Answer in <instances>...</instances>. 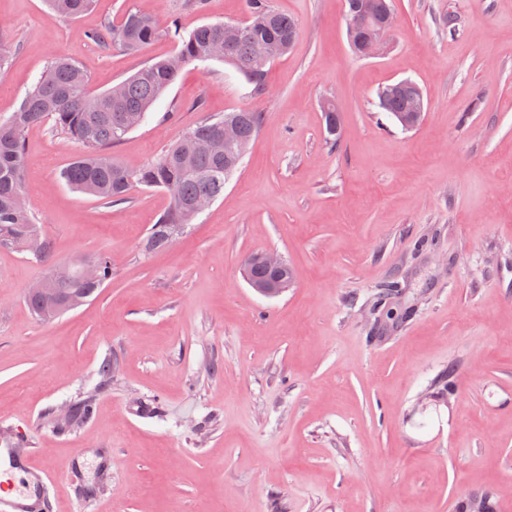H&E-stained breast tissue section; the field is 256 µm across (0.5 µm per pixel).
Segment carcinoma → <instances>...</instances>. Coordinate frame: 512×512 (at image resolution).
Listing matches in <instances>:
<instances>
[{
    "label": "carcinoma",
    "instance_id": "carcinoma-1",
    "mask_svg": "<svg viewBox=\"0 0 512 512\" xmlns=\"http://www.w3.org/2000/svg\"><path fill=\"white\" fill-rule=\"evenodd\" d=\"M95 2L46 0L52 11L71 18L92 10ZM245 7L247 18L229 36L224 34L222 21L191 31L174 23L161 30L148 13L137 9L125 12L117 23L106 24L92 38L134 54L151 41L166 37L175 43L176 50L170 57L144 64L104 91L92 89L87 73L75 61L64 56L52 60L22 97L17 110L0 121V244L23 249L29 239L37 237L42 242L38 258L51 260L50 241L41 234L30 208L19 202L23 195L24 134L46 119L81 146L82 152L62 172L71 189L106 202L126 199L134 186L162 189L170 194V207L151 225L145 239L144 247L149 252L166 247L171 225L184 227L194 222L198 217L194 205L198 201L218 199L241 160L233 149L226 148L216 155L205 151L203 144L224 129L226 122L235 124L245 141H252L261 124L258 112L239 110L207 116L147 163L131 165L117 161L109 149L148 120L155 101L190 63L224 62L252 87V93L264 91L268 68L291 49L298 37V23L277 10L272 0H245ZM374 26L373 16L365 15L356 29L347 32L353 52H358L357 43ZM422 96L421 88L410 79L399 81L393 93L387 85L378 92L381 109L400 124ZM323 110L326 133L334 143L340 136V116L331 102ZM94 260L99 266L98 281L86 283L74 273L54 266L47 275L49 287L64 297L76 294L81 302H86L112 279L110 257L98 254ZM92 411L90 397L78 399L69 406L67 423L79 424Z\"/></svg>",
    "mask_w": 512,
    "mask_h": 512
}]
</instances>
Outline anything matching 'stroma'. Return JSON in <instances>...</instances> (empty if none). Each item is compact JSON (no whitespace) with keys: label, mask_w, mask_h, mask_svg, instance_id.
Instances as JSON below:
<instances>
[{"label":"stroma","mask_w":512,"mask_h":512,"mask_svg":"<svg viewBox=\"0 0 512 512\" xmlns=\"http://www.w3.org/2000/svg\"><path fill=\"white\" fill-rule=\"evenodd\" d=\"M273 4L300 31L261 94L224 63L189 64L111 148L142 163L205 115L262 114L223 198L169 248L143 250L166 192H76L60 173L79 145L48 121L26 132L25 192L55 262L106 253L112 278L43 320L26 294L46 264L0 245V438L54 462L46 512H512V0H394L372 58L349 47L344 0ZM129 9L186 30L246 18L244 0H98L75 19L0 0V121L55 57L102 91L169 54L90 40ZM401 79L426 99L411 130L379 107ZM256 251L291 268L280 295L250 286ZM88 394L92 417L57 433L51 417ZM156 400L164 418L146 414ZM77 448L83 466L63 471Z\"/></svg>","instance_id":"35a3bbf8"}]
</instances>
